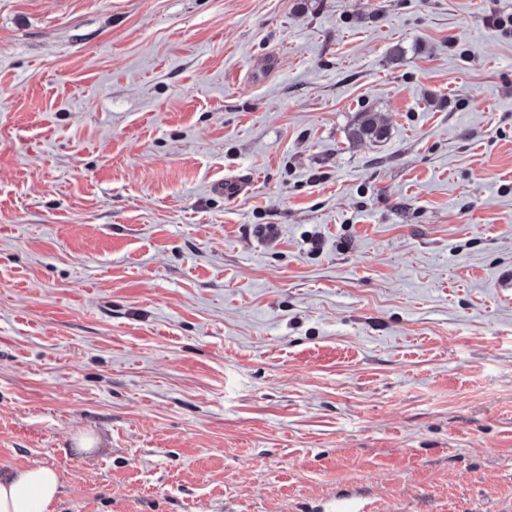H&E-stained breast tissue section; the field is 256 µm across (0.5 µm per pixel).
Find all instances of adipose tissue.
Returning <instances> with one entry per match:
<instances>
[{
  "label": "adipose tissue",
  "instance_id": "adipose-tissue-1",
  "mask_svg": "<svg viewBox=\"0 0 512 512\" xmlns=\"http://www.w3.org/2000/svg\"><path fill=\"white\" fill-rule=\"evenodd\" d=\"M61 493L56 471L35 464L0 476V512H54Z\"/></svg>",
  "mask_w": 512,
  "mask_h": 512
}]
</instances>
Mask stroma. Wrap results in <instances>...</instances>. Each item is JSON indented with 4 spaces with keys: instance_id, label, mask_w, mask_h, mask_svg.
<instances>
[{
    "instance_id": "obj_1",
    "label": "stroma",
    "mask_w": 512,
    "mask_h": 512,
    "mask_svg": "<svg viewBox=\"0 0 512 512\" xmlns=\"http://www.w3.org/2000/svg\"><path fill=\"white\" fill-rule=\"evenodd\" d=\"M510 13L0 0V474L53 468L56 512H512ZM385 134L386 128L378 124L372 112H361L351 132V136L360 141H380Z\"/></svg>"
}]
</instances>
